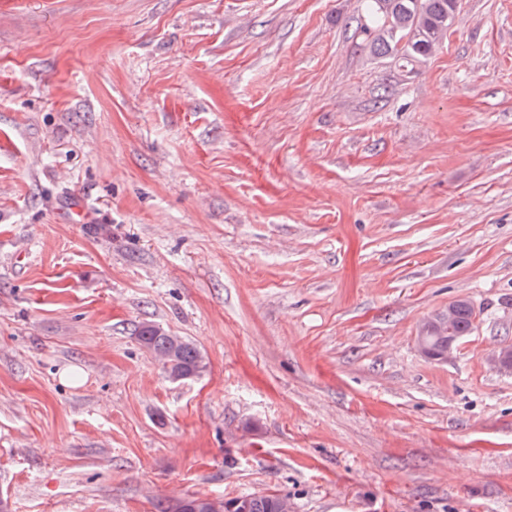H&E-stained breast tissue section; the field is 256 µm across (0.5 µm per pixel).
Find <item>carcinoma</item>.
<instances>
[{
  "mask_svg": "<svg viewBox=\"0 0 512 512\" xmlns=\"http://www.w3.org/2000/svg\"><path fill=\"white\" fill-rule=\"evenodd\" d=\"M392 22L380 10L379 0H362V9L372 19V24L361 25L362 32L371 37L370 47L377 55L396 53L400 59L408 56L425 58L436 48L437 40L448 34L449 13L458 0H393ZM420 9L423 27L419 38L410 43H402L413 25L414 9ZM471 304L467 301L458 304L456 332L459 336L470 334ZM142 346L160 359L174 354L175 369L183 378L199 373L203 368V357L197 347L185 339L171 349L168 338L160 333V328L144 325L138 336ZM278 494L250 493L230 498L225 502L224 512H278Z\"/></svg>",
  "mask_w": 512,
  "mask_h": 512,
  "instance_id": "obj_1",
  "label": "carcinoma"
}]
</instances>
